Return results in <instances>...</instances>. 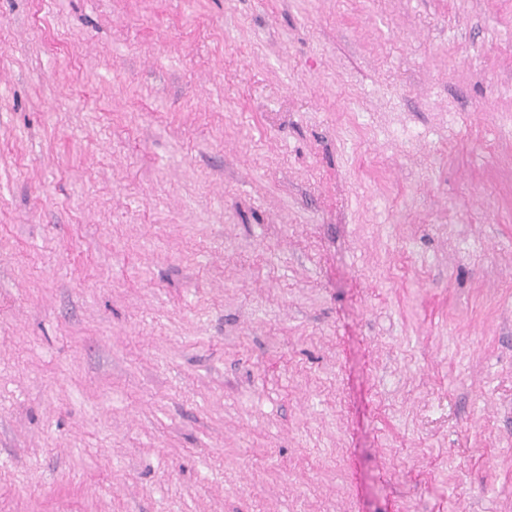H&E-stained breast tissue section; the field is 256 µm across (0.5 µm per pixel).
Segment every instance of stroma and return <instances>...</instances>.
<instances>
[{
	"label": "stroma",
	"mask_w": 512,
	"mask_h": 512,
	"mask_svg": "<svg viewBox=\"0 0 512 512\" xmlns=\"http://www.w3.org/2000/svg\"><path fill=\"white\" fill-rule=\"evenodd\" d=\"M0 512H512V0H0Z\"/></svg>",
	"instance_id": "35a3bbf8"
}]
</instances>
